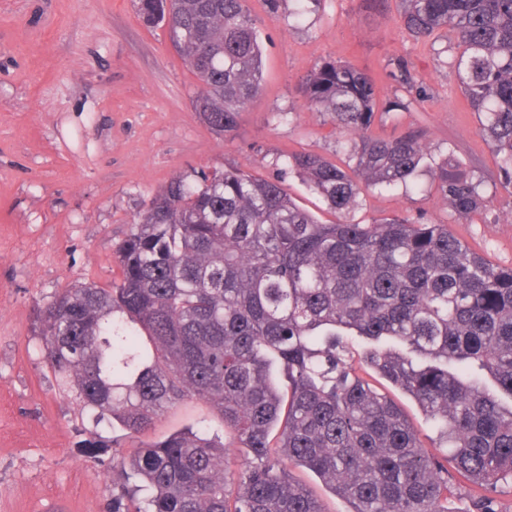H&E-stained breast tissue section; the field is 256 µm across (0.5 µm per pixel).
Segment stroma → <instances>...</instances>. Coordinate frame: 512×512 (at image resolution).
I'll return each instance as SVG.
<instances>
[{
  "label": "stroma",
  "instance_id": "obj_1",
  "mask_svg": "<svg viewBox=\"0 0 512 512\" xmlns=\"http://www.w3.org/2000/svg\"><path fill=\"white\" fill-rule=\"evenodd\" d=\"M248 5L260 20L263 89L219 136L193 108L196 78L135 0H0V512H112L115 449L187 429L223 435L219 415L196 398L168 408L142 439L95 425L46 363L36 312L62 289L119 281V245L175 174L234 165L274 178L286 152L347 165L350 135L296 91L323 61L367 69L381 101L404 102L376 114L375 138L424 130L428 161L484 182L486 206L468 218L449 217L423 172L415 189L364 191L349 220L446 221L471 249L512 266V194L444 39L409 38L396 0H322L298 24L293 0L274 15L264 0ZM399 58L423 96L393 76Z\"/></svg>",
  "mask_w": 512,
  "mask_h": 512
}]
</instances>
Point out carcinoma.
Masks as SVG:
<instances>
[{"label":"carcinoma","instance_id":"carcinoma-1","mask_svg":"<svg viewBox=\"0 0 512 512\" xmlns=\"http://www.w3.org/2000/svg\"><path fill=\"white\" fill-rule=\"evenodd\" d=\"M407 34L439 35L479 133L512 193V0H399ZM167 28L195 75L193 107L217 135L233 132L263 79V44L246 0H137ZM299 91L352 136L354 165L285 157L280 178L226 166L176 174L134 219L116 252L120 282L65 288L37 311L46 362L96 422L145 434L174 404L198 397L219 413L224 442L179 431L112 457V512H326L292 475L314 472L350 512H446L458 479L482 489L473 512H500L512 484V266L470 250L449 223L394 217L324 224L281 178L299 175L339 214L362 186L405 185L425 135H369L380 104L367 70L326 61ZM437 194L466 218L485 207L481 181L433 172ZM344 336L376 347L364 363L407 393L449 457L428 454L400 407L350 362Z\"/></svg>","mask_w":512,"mask_h":512}]
</instances>
